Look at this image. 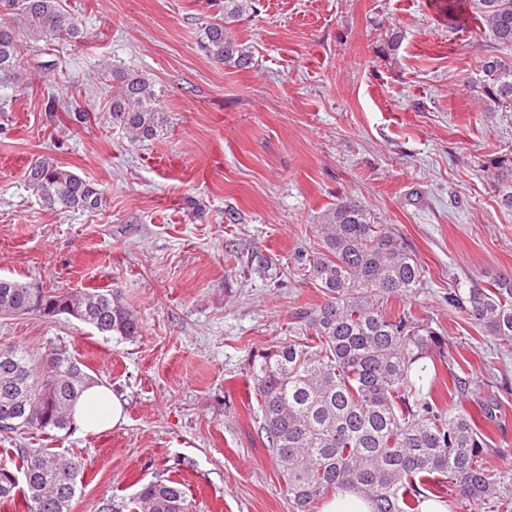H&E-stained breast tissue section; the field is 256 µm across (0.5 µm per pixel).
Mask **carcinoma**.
<instances>
[{
  "label": "carcinoma",
  "instance_id": "carcinoma-1",
  "mask_svg": "<svg viewBox=\"0 0 512 512\" xmlns=\"http://www.w3.org/2000/svg\"><path fill=\"white\" fill-rule=\"evenodd\" d=\"M254 0H224V17L208 24L200 47L215 63L237 69L253 65L252 47L232 24ZM12 21L0 23V78L16 74L30 48L57 39L81 42L79 17L61 0H0ZM451 28L468 22L488 29L512 48V0H446ZM404 36L390 28L380 51L397 56ZM112 83L109 118L133 143L151 141L163 124L155 84L146 75L104 66ZM486 112H512V60L490 56L473 86ZM490 171L498 206L512 212V150L495 151ZM28 188L50 211L95 209L99 190L78 174L44 159L27 174ZM317 247L306 255L304 275L325 301L299 311L286 345L258 349L249 361L257 394L259 430L296 512H313L330 492L352 488L373 512H413L409 495L417 484L442 477L474 504L504 497L512 476L487 465L485 436L456 407H440L432 396L436 359L448 353V336L409 313L389 315V298H407L423 287L425 268L405 241L358 200L347 197L312 225ZM448 305L464 313L488 336L512 342V277L486 284L471 281L448 292ZM79 314L101 333L134 338L138 317L118 291L48 290L30 282L0 279V314ZM13 362H0V411L13 426L0 433L36 430L51 437L68 432L73 407L92 378L60 352L35 354L1 345ZM19 461L0 459V505L22 499L25 512H70L84 467L78 458L48 448H16ZM184 484L150 481L129 499L110 497L98 512H190Z\"/></svg>",
  "mask_w": 512,
  "mask_h": 512
}]
</instances>
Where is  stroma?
<instances>
[{
	"label": "stroma",
	"instance_id": "stroma-1",
	"mask_svg": "<svg viewBox=\"0 0 512 512\" xmlns=\"http://www.w3.org/2000/svg\"><path fill=\"white\" fill-rule=\"evenodd\" d=\"M440 3L259 0L235 29L255 60L239 70L200 48L214 0H62L82 42L28 53L0 80V277L118 289L143 326L124 339L66 315H0V343L66 353L125 402L112 429L0 434V448L81 457L71 512L159 478L185 482L190 512H294L258 435L248 357L287 342L294 310L322 303L299 256L344 196L424 266L423 288L387 311L447 334L452 360L432 395L463 406L488 434V464L512 472V344L448 305L459 280L512 276V213L482 168L512 146V112L484 113L472 90L484 58L512 48L471 24L449 29ZM392 27L405 35L393 59L377 52ZM106 62L154 82L155 139L133 144L109 124ZM51 94L90 121L46 111ZM42 158L94 184L100 207L43 208L26 181ZM258 256L274 263L267 277L250 268ZM460 360L478 378L464 399L449 391Z\"/></svg>",
	"mask_w": 512,
	"mask_h": 512
}]
</instances>
